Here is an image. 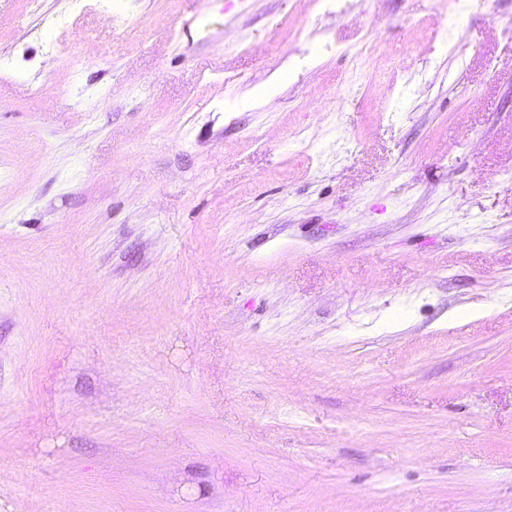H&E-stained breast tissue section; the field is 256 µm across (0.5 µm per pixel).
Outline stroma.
Masks as SVG:
<instances>
[{
	"label": "stroma",
	"instance_id": "stroma-1",
	"mask_svg": "<svg viewBox=\"0 0 512 512\" xmlns=\"http://www.w3.org/2000/svg\"><path fill=\"white\" fill-rule=\"evenodd\" d=\"M68 6L0 0V512H512V0Z\"/></svg>",
	"mask_w": 512,
	"mask_h": 512
}]
</instances>
